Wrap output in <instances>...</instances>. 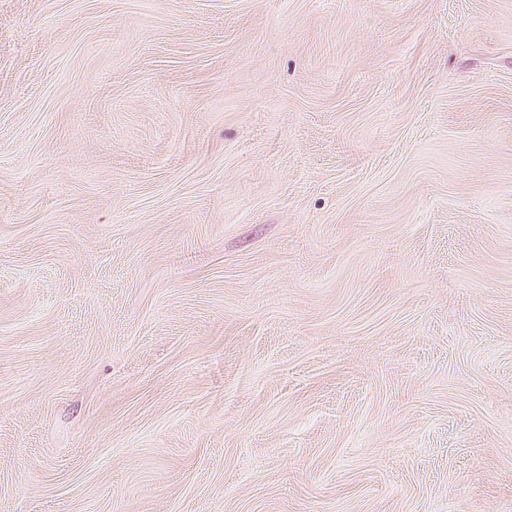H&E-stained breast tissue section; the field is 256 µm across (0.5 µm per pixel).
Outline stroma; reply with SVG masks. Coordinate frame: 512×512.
<instances>
[{
  "instance_id": "obj_1",
  "label": "stroma",
  "mask_w": 512,
  "mask_h": 512,
  "mask_svg": "<svg viewBox=\"0 0 512 512\" xmlns=\"http://www.w3.org/2000/svg\"><path fill=\"white\" fill-rule=\"evenodd\" d=\"M0 512H512V0H0Z\"/></svg>"
}]
</instances>
